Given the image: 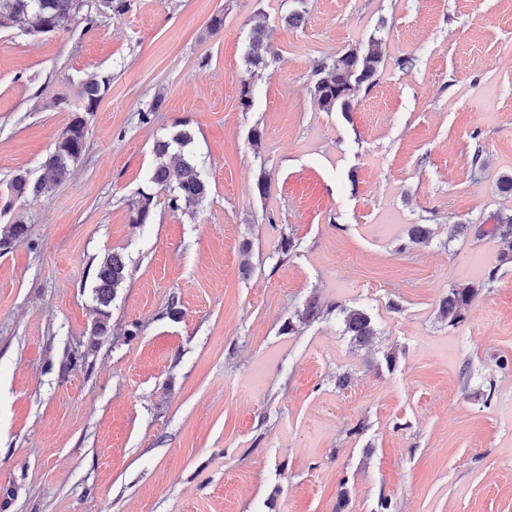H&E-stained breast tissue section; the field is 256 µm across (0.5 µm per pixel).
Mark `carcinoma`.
Masks as SVG:
<instances>
[{"instance_id": "cac0c4a2", "label": "carcinoma", "mask_w": 512, "mask_h": 512, "mask_svg": "<svg viewBox=\"0 0 512 512\" xmlns=\"http://www.w3.org/2000/svg\"><path fill=\"white\" fill-rule=\"evenodd\" d=\"M82 5L83 0H0V28L22 24L35 33L68 32L79 17ZM264 19L261 12L255 15L246 53L248 78L241 82L240 91V105L245 112L252 106L253 80L267 66L269 47L265 41ZM386 54L384 39L371 36L365 44L318 63L312 93L320 109L325 112L350 111L360 92L376 82ZM109 83L108 76L86 79L80 92V110L94 111ZM191 143V135L184 130L176 132L169 139L156 141L153 147L155 163L150 175L152 184L168 191V208L188 215L195 213L208 194V184L201 168L193 157L186 155ZM85 146V120L76 114L54 152L42 163L40 177L31 182L22 174L15 176L10 183L12 193L17 197L38 196L61 184L70 175L69 163L81 156ZM154 207V195L140 192L139 198L130 207V222L152 223ZM432 236V229L428 225L415 224L410 229L408 243L423 245ZM127 277V263L120 253L112 252L104 256L97 269L93 288L97 304L103 308L109 307ZM476 295L477 289L470 284L451 289L439 304L440 318L451 325L464 321ZM336 311L342 315L344 333L350 339L361 347L372 344L376 332L370 316L364 310L338 305ZM322 316V306L313 296L304 303L298 320L310 323Z\"/></svg>"}]
</instances>
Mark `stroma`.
<instances>
[{
  "mask_svg": "<svg viewBox=\"0 0 512 512\" xmlns=\"http://www.w3.org/2000/svg\"><path fill=\"white\" fill-rule=\"evenodd\" d=\"M291 8L131 0L90 29L0 30V239L29 228L0 248V512H512V240L485 233L512 214V0H308L295 27ZM259 12L272 53L245 112ZM372 34L376 85L322 111L317 62ZM96 73L112 80L69 178L14 196L71 123L56 98ZM179 129L206 199L190 216L159 189L131 223ZM413 224L428 245L406 248ZM114 251L129 277L103 310ZM459 284L478 295L451 326ZM312 296L365 310L372 345L330 312L283 333ZM154 195L152 193L140 192V196L131 207L130 222L134 224H149L154 219ZM127 277V263L120 253L112 252L104 256L97 269L93 288L97 304L103 308L109 307ZM477 295V289L470 284H461L452 288L440 302L439 316L448 320V324L457 325L464 321Z\"/></svg>",
  "mask_w": 512,
  "mask_h": 512,
  "instance_id": "stroma-1",
  "label": "stroma"
}]
</instances>
